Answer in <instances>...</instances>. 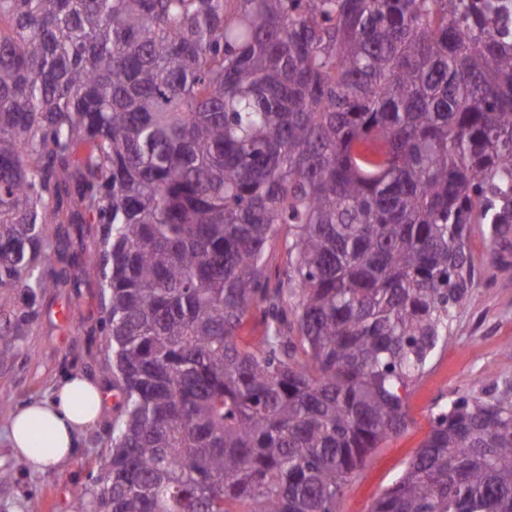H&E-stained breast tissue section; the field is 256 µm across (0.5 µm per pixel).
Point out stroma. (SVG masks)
<instances>
[{"instance_id": "stroma-1", "label": "stroma", "mask_w": 512, "mask_h": 512, "mask_svg": "<svg viewBox=\"0 0 512 512\" xmlns=\"http://www.w3.org/2000/svg\"><path fill=\"white\" fill-rule=\"evenodd\" d=\"M469 249V300L449 325L447 345L410 388L408 427L370 455L347 485L338 512H370L427 437L436 405L512 384V253L493 262L480 224L471 227ZM71 279V286L46 294L0 289V470L11 474L0 484V512H70L72 491L98 477L95 461L111 444L108 428L121 394L101 370L106 349L96 272L78 266ZM69 374L95 383L104 407L70 457L43 473L10 448L6 431L15 408L46 399Z\"/></svg>"}]
</instances>
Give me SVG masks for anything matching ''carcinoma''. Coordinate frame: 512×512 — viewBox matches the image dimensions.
<instances>
[{"mask_svg": "<svg viewBox=\"0 0 512 512\" xmlns=\"http://www.w3.org/2000/svg\"><path fill=\"white\" fill-rule=\"evenodd\" d=\"M497 10L0 0V288L64 287L61 225H100L123 400L71 512H336L468 300L469 225L512 244ZM372 512H512V387L438 407ZM351 157L354 163L366 169H381L392 159L389 142L378 133H370L352 144Z\"/></svg>", "mask_w": 512, "mask_h": 512, "instance_id": "carcinoma-1", "label": "carcinoma"}]
</instances>
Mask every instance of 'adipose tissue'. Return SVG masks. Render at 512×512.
I'll use <instances>...</instances> for the list:
<instances>
[{
	"mask_svg": "<svg viewBox=\"0 0 512 512\" xmlns=\"http://www.w3.org/2000/svg\"><path fill=\"white\" fill-rule=\"evenodd\" d=\"M101 404V394L94 384L79 375L67 377L48 399L19 408L6 438L17 452L27 454L36 470H52L71 452L76 434L96 423ZM39 434L46 438L51 454L34 453L35 437Z\"/></svg>",
	"mask_w": 512,
	"mask_h": 512,
	"instance_id": "1",
	"label": "adipose tissue"
}]
</instances>
